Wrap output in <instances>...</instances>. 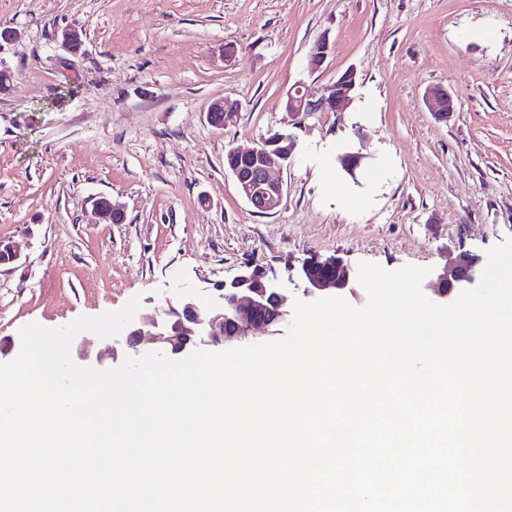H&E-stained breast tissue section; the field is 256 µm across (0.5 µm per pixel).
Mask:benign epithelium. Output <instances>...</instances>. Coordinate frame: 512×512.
<instances>
[{
	"mask_svg": "<svg viewBox=\"0 0 512 512\" xmlns=\"http://www.w3.org/2000/svg\"><path fill=\"white\" fill-rule=\"evenodd\" d=\"M356 77V71L348 69L335 81L316 89L303 83L292 87L285 102L291 125L301 124L303 117L312 112L345 111L354 101ZM426 102L441 120L455 112L454 101L444 89L429 91ZM235 116V109L222 99L212 102L206 113L208 123L217 129L224 128ZM296 147L295 136L285 128L253 148L229 150L227 170L240 195L254 209L266 213L280 206L284 185L273 172L288 166ZM93 210L101 223L123 220V213L106 198L97 199ZM484 267L482 258L469 253L460 255L434 273V281L425 286L427 297L441 304L453 301L461 291L478 284ZM302 272L304 295L308 298L324 297L332 290L358 295L356 276L336 258L310 261ZM283 303L281 289L247 266L231 282L219 286L208 305H201L197 294L184 292L176 301L168 299L154 313L133 321L122 335L106 339L105 350L113 353L122 348L137 357L142 354L140 344L146 337L161 340L163 350L172 355L189 348L220 346L253 333L268 332L282 317Z\"/></svg>",
	"mask_w": 512,
	"mask_h": 512,
	"instance_id": "7a95c632",
	"label": "benign epithelium"
}]
</instances>
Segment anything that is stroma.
I'll return each instance as SVG.
<instances>
[{"label":"stroma","mask_w":512,"mask_h":512,"mask_svg":"<svg viewBox=\"0 0 512 512\" xmlns=\"http://www.w3.org/2000/svg\"><path fill=\"white\" fill-rule=\"evenodd\" d=\"M82 35L69 53L60 28ZM13 72L0 92V363L19 329L142 310L182 288L209 301L244 266L277 282L284 335L303 265L431 269L512 237V0H0ZM328 37L321 66L311 51ZM355 69L343 112L294 128L279 209L260 213L224 168L280 129L295 84ZM442 87L440 121L425 94ZM226 98L238 115L206 119ZM358 157L355 166L341 161ZM120 206L97 224L94 199ZM426 102L431 112L439 119L447 120L448 115L455 111L452 97L444 89L437 88L428 92ZM235 116V109L223 99L212 102L206 113L208 123L217 129L224 128L225 125L233 121Z\"/></svg>","instance_id":"1"}]
</instances>
